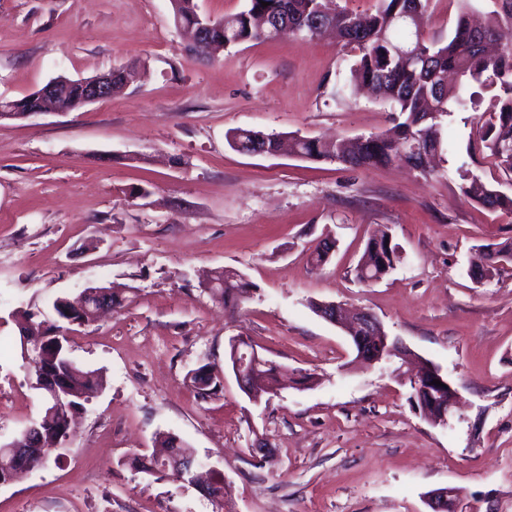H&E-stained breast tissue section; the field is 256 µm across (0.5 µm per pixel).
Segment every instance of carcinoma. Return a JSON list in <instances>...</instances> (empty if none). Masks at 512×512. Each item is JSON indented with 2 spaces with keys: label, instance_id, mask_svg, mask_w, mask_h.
<instances>
[{
  "label": "carcinoma",
  "instance_id": "cac0c4a2",
  "mask_svg": "<svg viewBox=\"0 0 512 512\" xmlns=\"http://www.w3.org/2000/svg\"><path fill=\"white\" fill-rule=\"evenodd\" d=\"M249 0L246 8L230 16L212 20V50L257 40L274 39L278 29L288 27V33L315 38L322 29L337 34L344 45L357 51L354 64L355 80L371 87L375 94L390 102L395 112L391 128L366 137L327 142L307 137L297 142L299 152L311 160H325L351 169L402 163L426 171L428 160L442 150L440 117L451 112V105L480 112L477 143L489 153L496 166L512 174V45L497 44V31L512 26V0H490L493 9L485 21L476 24L470 19V0H455L462 5L448 36L427 35L422 28L429 0H412L416 16L404 14L401 0H376L372 10L337 7L333 14L320 12V0ZM196 0H179L174 18L183 24L194 22ZM489 109L479 111L485 99ZM230 145L248 146L257 141L274 151L279 136L250 129H236L228 134ZM460 177L467 185L464 194L480 207L491 212L512 213V196L487 187L468 168H460ZM389 235L369 237L355 268L356 278L363 283L376 282L394 269L400 261L398 245L386 242ZM215 285L210 293L234 308L252 290L244 274L220 268L214 272ZM54 319L49 325L30 320V332L41 340L40 361L58 371L63 384L62 404L80 405L87 391L98 384L96 372L79 366L64 345L66 337L56 334L57 325L69 326L76 318L83 324L95 320L93 308L73 315L60 300L52 304ZM276 374L267 368L257 371L250 388L262 398L275 392ZM68 412L58 409L41 417L44 439L65 442L72 440L74 431L67 423ZM175 437L161 434L156 438L157 449L149 461L135 456L130 465L143 472L161 466L173 451L185 453L183 446H174ZM32 468L43 466L54 454L46 448H27Z\"/></svg>",
  "mask_w": 512,
  "mask_h": 512
}]
</instances>
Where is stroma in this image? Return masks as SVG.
<instances>
[{"instance_id":"1","label":"stroma","mask_w":512,"mask_h":512,"mask_svg":"<svg viewBox=\"0 0 512 512\" xmlns=\"http://www.w3.org/2000/svg\"><path fill=\"white\" fill-rule=\"evenodd\" d=\"M354 59L333 38L288 36L200 59L171 0H0V96L145 70L111 99L0 123V444L41 408L21 313L90 286L123 298L70 333L102 385L67 451L0 486V512H429L443 487L459 489L458 512H512V263L480 284L467 274L480 246L512 240V214L469 203L459 170L509 195L512 176L472 150L475 112L443 118L449 150L430 174L228 144L236 128L332 139L391 127L387 102L351 89ZM380 228L402 259L359 283ZM328 238L335 251L313 266ZM222 267L254 285L238 308L202 286ZM316 302L374 314L448 377L460 409L440 424L415 411L409 385L358 362ZM237 335L287 376L278 394L241 391L225 359ZM201 367L222 384L206 400L190 382ZM160 433L223 477V501L129 466Z\"/></svg>"}]
</instances>
